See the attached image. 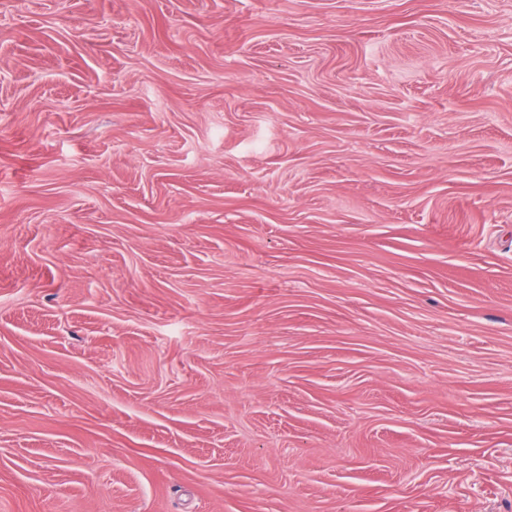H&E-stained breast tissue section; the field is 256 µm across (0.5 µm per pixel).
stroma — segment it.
Returning a JSON list of instances; mask_svg holds the SVG:
<instances>
[{"instance_id": "obj_1", "label": "stroma", "mask_w": 512, "mask_h": 512, "mask_svg": "<svg viewBox=\"0 0 512 512\" xmlns=\"http://www.w3.org/2000/svg\"><path fill=\"white\" fill-rule=\"evenodd\" d=\"M0 512H512V0H0Z\"/></svg>"}]
</instances>
